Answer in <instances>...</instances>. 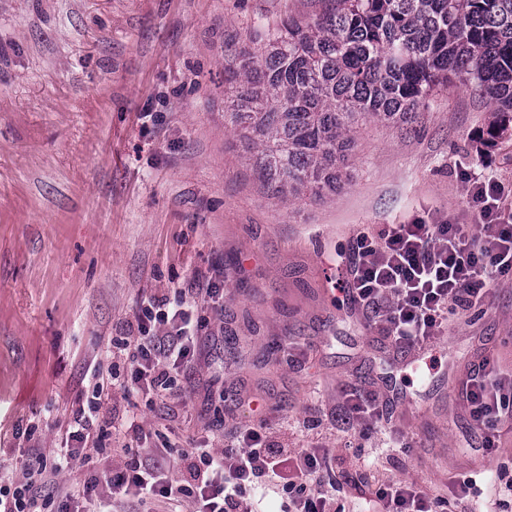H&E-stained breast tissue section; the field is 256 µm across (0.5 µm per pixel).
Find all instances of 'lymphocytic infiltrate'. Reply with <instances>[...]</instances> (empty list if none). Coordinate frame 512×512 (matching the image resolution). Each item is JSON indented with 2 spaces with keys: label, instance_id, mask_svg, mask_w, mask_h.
<instances>
[{
  "label": "lymphocytic infiltrate",
  "instance_id": "f902f5d3",
  "mask_svg": "<svg viewBox=\"0 0 512 512\" xmlns=\"http://www.w3.org/2000/svg\"><path fill=\"white\" fill-rule=\"evenodd\" d=\"M482 222L477 233L463 225L387 224L377 233H359L348 267L351 299L400 349H421L434 340L452 314L485 305L492 276H512V203L499 181L471 185ZM187 312L161 316L160 328L132 337L136 377L157 395L173 385L170 359L186 358L196 338ZM460 397L481 433L482 447L495 448L498 426L512 418V378L503 379L489 361L475 365ZM68 456L39 455L25 480L0 487V512H47L41 488L56 484L57 512H72V487L57 485L70 468ZM331 469L327 448H291L271 436L266 418L246 425L237 442L222 448H188L175 459L166 449L141 448L113 468L106 484L85 481L88 512H123L131 493L148 492L158 502H178L189 512H253L255 484H278L288 496L287 512H339L324 476ZM176 479H166L168 471ZM386 512H433V503L414 483L399 480L378 488Z\"/></svg>",
  "mask_w": 512,
  "mask_h": 512
}]
</instances>
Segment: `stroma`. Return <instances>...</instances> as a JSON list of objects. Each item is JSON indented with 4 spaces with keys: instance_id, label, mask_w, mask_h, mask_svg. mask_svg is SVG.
<instances>
[{
    "instance_id": "1",
    "label": "stroma",
    "mask_w": 512,
    "mask_h": 512,
    "mask_svg": "<svg viewBox=\"0 0 512 512\" xmlns=\"http://www.w3.org/2000/svg\"><path fill=\"white\" fill-rule=\"evenodd\" d=\"M321 0H0V484L36 452L59 453L74 413L99 407L93 461L63 485L105 478L132 448L234 441L254 409L292 448H331L346 512H379L376 489L412 481L449 512H488L490 471H512V421L480 452L456 387L490 357L512 373V279L483 310L450 316L430 354H395L361 311L336 307L360 230L421 217L477 230L466 177L512 185V138L473 85L435 92L414 128L369 122L341 191L270 196L224 127V70L287 15ZM224 290L216 310L208 284ZM193 302L206 324L180 393L122 387V342L152 300ZM111 399L96 404V384ZM372 391L411 448H390L336 410ZM470 478L465 499L455 493Z\"/></svg>"
}]
</instances>
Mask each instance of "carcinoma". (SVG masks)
I'll list each match as a JSON object with an SVG mask.
<instances>
[{
  "mask_svg": "<svg viewBox=\"0 0 512 512\" xmlns=\"http://www.w3.org/2000/svg\"><path fill=\"white\" fill-rule=\"evenodd\" d=\"M289 15L262 51L224 71V128L271 196L320 200L344 186L359 123H404L437 87L473 83L512 130V0H327Z\"/></svg>",
  "mask_w": 512,
  "mask_h": 512,
  "instance_id": "cac0c4a2",
  "label": "carcinoma"
}]
</instances>
